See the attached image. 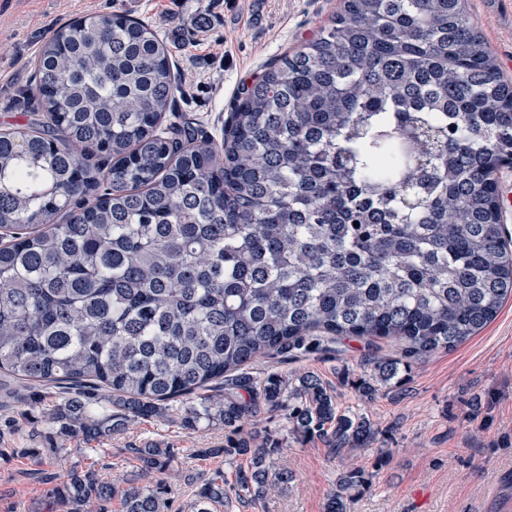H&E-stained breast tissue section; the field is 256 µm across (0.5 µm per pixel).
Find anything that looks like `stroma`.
Instances as JSON below:
<instances>
[{
	"instance_id": "obj_1",
	"label": "stroma",
	"mask_w": 512,
	"mask_h": 512,
	"mask_svg": "<svg viewBox=\"0 0 512 512\" xmlns=\"http://www.w3.org/2000/svg\"><path fill=\"white\" fill-rule=\"evenodd\" d=\"M338 0H0V127L26 121L31 61L41 43L86 13L125 14L162 39L196 16L207 28L189 33L174 52L175 112L215 140L239 88L271 60L299 49L336 12ZM474 29L512 80V17L500 0H467ZM389 340H345L331 349L281 362L265 358L256 375L309 373L333 387L341 408L366 414L376 427L364 448L335 454L319 438L296 439L283 411L262 409L251 428L273 448L292 481L233 512H325L341 475L357 471L349 512H491L489 488L512 485V298L477 335L453 350L413 361L400 387L360 397L370 361L394 358ZM56 399L0 398V512H66L57 488L70 468L91 469L118 489L168 488V512H193L203 480L234 479L247 457L222 456L237 437L220 420L184 421L187 401L164 417L137 419L111 437L90 440L52 421ZM172 449L167 475L142 474L134 448Z\"/></svg>"
}]
</instances>
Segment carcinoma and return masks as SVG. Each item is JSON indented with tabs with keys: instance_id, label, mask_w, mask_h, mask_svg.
Listing matches in <instances>:
<instances>
[{
	"instance_id": "cac0c4a2",
	"label": "carcinoma",
	"mask_w": 512,
	"mask_h": 512,
	"mask_svg": "<svg viewBox=\"0 0 512 512\" xmlns=\"http://www.w3.org/2000/svg\"><path fill=\"white\" fill-rule=\"evenodd\" d=\"M177 91L170 47L127 15H85L41 45L32 118L0 129V376L31 395L67 385L52 419L91 439L195 396L188 421L240 435L200 452L249 457L198 491L194 512H213L292 478L244 433L261 403L338 456L376 434L319 378L249 364L392 339L399 356L358 387L369 399L512 297L492 178L512 164V85L464 0H340L239 90L222 146L163 124ZM133 453L146 474L174 463L157 444ZM355 478L326 512H347ZM116 494L78 468L58 489L70 512ZM165 494L126 489L122 512H163Z\"/></svg>"
}]
</instances>
